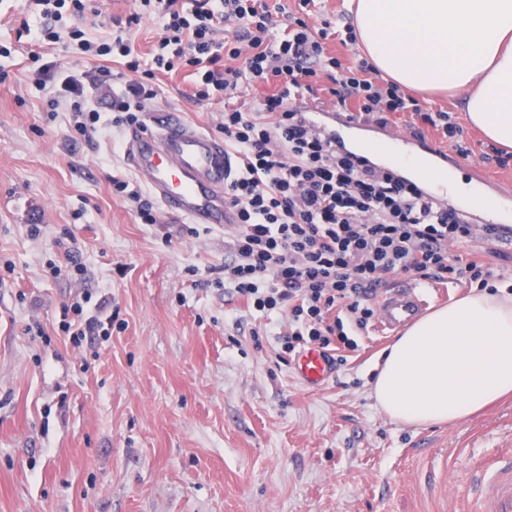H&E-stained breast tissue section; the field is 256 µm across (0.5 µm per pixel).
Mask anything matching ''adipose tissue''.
<instances>
[{
    "mask_svg": "<svg viewBox=\"0 0 512 512\" xmlns=\"http://www.w3.org/2000/svg\"><path fill=\"white\" fill-rule=\"evenodd\" d=\"M370 60L413 92L465 95L472 126L512 147V0H355ZM381 410L453 424L512 393V295L475 293L412 325L372 387Z\"/></svg>",
    "mask_w": 512,
    "mask_h": 512,
    "instance_id": "ef3b65f1",
    "label": "adipose tissue"
}]
</instances>
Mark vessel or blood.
<instances>
[{"mask_svg": "<svg viewBox=\"0 0 512 512\" xmlns=\"http://www.w3.org/2000/svg\"><path fill=\"white\" fill-rule=\"evenodd\" d=\"M125 159L141 174L164 210L191 224L233 230L237 216L224 199V185L234 162L222 138L189 123L181 112H149L146 124L129 131ZM428 193L436 200L480 217L483 224L497 227L503 244L512 247V193L501 196V207L484 210L482 193H449L446 186L431 183ZM428 291L412 281H402L378 302L379 335L404 329L427 309ZM294 370L311 388L322 386L331 376L329 362L320 349L302 351ZM471 492L479 512H512V452L484 462Z\"/></svg>", "mask_w": 512, "mask_h": 512, "instance_id": "1", "label": "vessel or blood"}]
</instances>
